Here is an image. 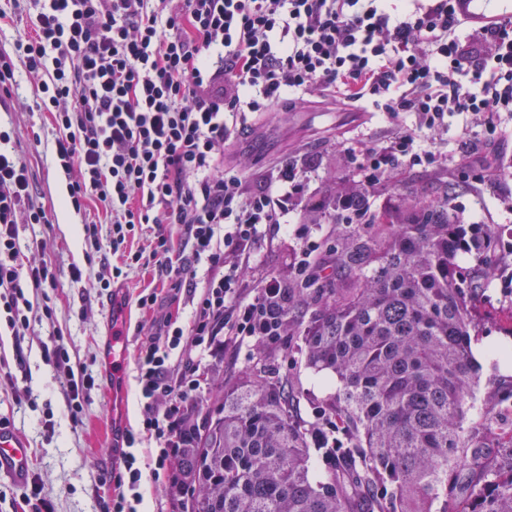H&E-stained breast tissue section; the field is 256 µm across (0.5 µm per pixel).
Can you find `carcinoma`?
<instances>
[{
	"label": "carcinoma",
	"instance_id": "carcinoma-1",
	"mask_svg": "<svg viewBox=\"0 0 512 512\" xmlns=\"http://www.w3.org/2000/svg\"><path fill=\"white\" fill-rule=\"evenodd\" d=\"M407 206L369 212L334 189L320 211L357 229L329 248L332 276L305 273L268 303L267 326L296 341L306 368L336 378L316 407L333 447L294 414L286 378L259 341L249 372L191 409L173 462L172 512H512V429L490 448L471 346L478 288L497 238L462 224L448 185L403 183Z\"/></svg>",
	"mask_w": 512,
	"mask_h": 512
}]
</instances>
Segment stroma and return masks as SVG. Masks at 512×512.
Here are the masks:
<instances>
[{"instance_id": "obj_1", "label": "stroma", "mask_w": 512, "mask_h": 512, "mask_svg": "<svg viewBox=\"0 0 512 512\" xmlns=\"http://www.w3.org/2000/svg\"><path fill=\"white\" fill-rule=\"evenodd\" d=\"M414 123V115L394 116L369 101L363 112H351L345 100L313 90L288 97L275 111L249 114L245 127L227 140L224 165L242 168V187L251 191L266 185L273 171L296 164L306 188L288 220L305 224L308 205L321 202L329 184L346 179L362 183L364 174L352 162L351 153L382 144ZM0 126L14 129L13 146L34 174V201L51 215L50 223L19 226L21 250L27 259L46 262L56 276L54 287L34 292L30 326L24 336L0 334V368L13 375L12 381L0 380V421H7L32 449L41 495L52 503L54 512H113V494L105 490L102 474L118 468L119 455L107 429L113 421H120L123 430L136 438L144 512H171L170 481L166 474L154 472L150 450L155 443L142 426L136 383L137 354L148 340L143 328L155 316L154 311L139 308L137 299L151 291L169 299L170 287L157 278L153 266L143 262L130 266L126 253H113L111 217L99 201L90 200L83 213L68 205L67 181L53 162L56 131L49 113L0 111ZM433 142L442 154L438 164L397 165L368 188L367 195L373 210L388 209L398 204L401 185L409 176L438 177L461 184L453 200L461 223L497 228L496 272L478 292L475 311L479 321L472 333L473 353L481 365L477 396L494 409L499 386L512 381V371L502 372L487 355L501 342L512 344V123L481 146V153L492 161L482 171L459 161L465 140L458 118L449 119L447 128L434 134ZM90 222L97 228L93 239L84 231ZM301 248V240L294 235L267 236L246 270L248 283L257 285L270 274L292 278ZM106 263L127 268L118 292L127 309V367L121 391L110 397L102 387H95L76 422L67 404L66 378L47 364L44 350L63 343L72 361L86 373L101 377L98 345L108 333V316L98 280ZM75 266L83 272L82 282L71 280ZM46 305L52 308V317H45L42 308ZM272 367L278 375L288 376L305 421L313 419V401L336 389L335 381L315 375L301 355L286 345L274 347ZM19 390L28 391V399L17 400ZM49 420L54 423L50 430L45 427Z\"/></svg>"}]
</instances>
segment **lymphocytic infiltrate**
<instances>
[{"mask_svg":"<svg viewBox=\"0 0 512 512\" xmlns=\"http://www.w3.org/2000/svg\"><path fill=\"white\" fill-rule=\"evenodd\" d=\"M43 2L33 36L0 49V108L14 109L10 87L24 68L37 81L34 108L52 116L70 206L101 202L116 250L151 226L158 277L192 306L188 325L157 321L138 355L143 427L160 469L182 444L189 403L208 387L200 366L266 335L265 302L282 283L267 276L250 295L244 272L304 191L286 165L243 192L238 171L220 166L230 128L312 90L414 113L412 128L358 154L374 178L402 158L437 162L431 135L449 118L479 140L512 113V19L459 37L460 0H407L397 19L383 0ZM11 139L0 129V310L17 333L30 324L27 290L53 286L55 275L18 247L19 225L49 218ZM45 359L67 376L68 407L80 412L94 378L74 371L63 345Z\"/></svg>","mask_w":512,"mask_h":512,"instance_id":"obj_1","label":"lymphocytic infiltrate"}]
</instances>
